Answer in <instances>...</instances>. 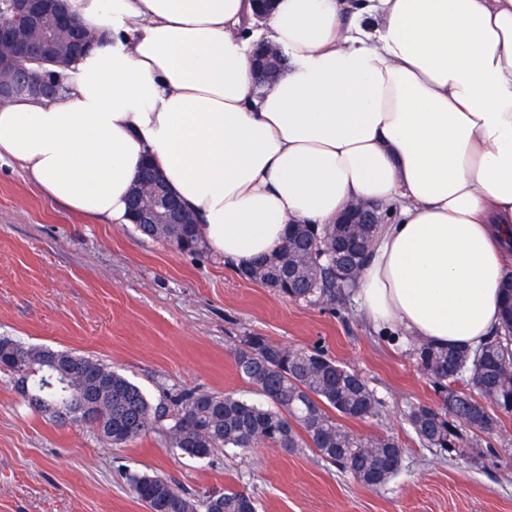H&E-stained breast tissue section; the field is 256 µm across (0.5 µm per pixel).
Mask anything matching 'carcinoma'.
Wrapping results in <instances>:
<instances>
[{
  "mask_svg": "<svg viewBox=\"0 0 512 512\" xmlns=\"http://www.w3.org/2000/svg\"><path fill=\"white\" fill-rule=\"evenodd\" d=\"M51 37L55 52L25 70L59 77L54 66L70 63L72 33L57 31L46 16L35 32ZM143 235L181 252H204L196 224L155 227L139 224ZM376 225L293 224L274 254L239 275L295 301L334 304L356 287ZM501 322L476 348L420 343L417 365L438 395L435 405L413 404L406 420L427 448L453 453L477 448L478 434H491L497 411L512 414V274L500 286ZM24 345L0 336V372L24 384L28 407L50 413L63 424L85 425L113 446H127L159 430L190 458L209 457L219 448L271 445L293 452L307 448L351 474L367 487H381L401 469L403 448L392 436L368 437L347 429L340 419L367 420L380 415L382 402L354 370L317 349L286 348L266 336H246L234 350L237 371L264 398L257 403L232 393L180 391L170 397L171 422L162 425L166 407L152 405L141 387L101 360ZM462 387H456V384ZM129 486L149 512H257L255 500L234 490L195 501L167 477L133 473Z\"/></svg>",
  "mask_w": 512,
  "mask_h": 512,
  "instance_id": "obj_1",
  "label": "carcinoma"
}]
</instances>
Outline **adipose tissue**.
I'll use <instances>...</instances> for the list:
<instances>
[{
    "mask_svg": "<svg viewBox=\"0 0 512 512\" xmlns=\"http://www.w3.org/2000/svg\"><path fill=\"white\" fill-rule=\"evenodd\" d=\"M105 34L52 100L0 104V159L74 212L127 223L151 159L237 267L292 224L394 211L357 281L377 328L477 347L512 269V0H67ZM288 66L259 87L255 43Z\"/></svg>",
    "mask_w": 512,
    "mask_h": 512,
    "instance_id": "ef3b65f1",
    "label": "adipose tissue"
}]
</instances>
